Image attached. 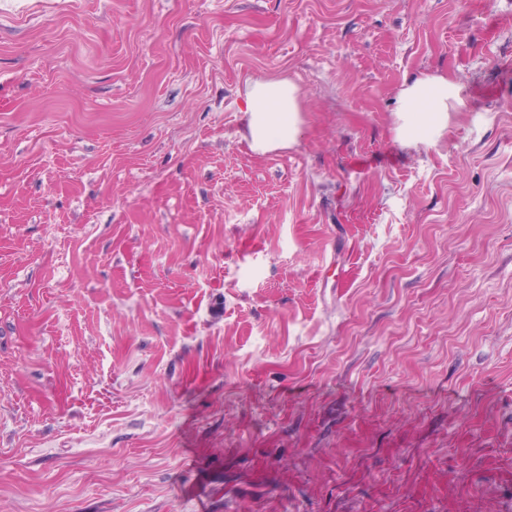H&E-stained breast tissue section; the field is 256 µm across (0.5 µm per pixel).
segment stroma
Segmentation results:
<instances>
[{
    "instance_id": "obj_1",
    "label": "stroma",
    "mask_w": 512,
    "mask_h": 512,
    "mask_svg": "<svg viewBox=\"0 0 512 512\" xmlns=\"http://www.w3.org/2000/svg\"><path fill=\"white\" fill-rule=\"evenodd\" d=\"M0 512H512V0H0ZM458 82L445 75L406 79L397 95L396 133L412 145H432L448 129L449 112L462 111ZM242 138L256 153L285 150L297 143L302 130L300 94L286 77L247 83Z\"/></svg>"
}]
</instances>
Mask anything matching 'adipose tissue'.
<instances>
[{
    "instance_id": "ef3b65f1",
    "label": "adipose tissue",
    "mask_w": 512,
    "mask_h": 512,
    "mask_svg": "<svg viewBox=\"0 0 512 512\" xmlns=\"http://www.w3.org/2000/svg\"><path fill=\"white\" fill-rule=\"evenodd\" d=\"M463 107L461 87L453 78L422 75L406 79L396 99V133L412 145L434 144L447 130L450 112ZM243 113L242 137L260 154L288 149L303 130L298 87L285 77L247 83Z\"/></svg>"
}]
</instances>
